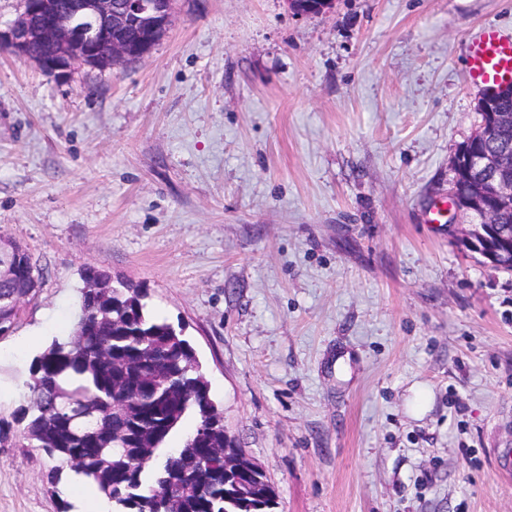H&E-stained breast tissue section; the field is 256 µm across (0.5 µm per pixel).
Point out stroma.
<instances>
[{"label":"stroma","instance_id":"obj_1","mask_svg":"<svg viewBox=\"0 0 512 512\" xmlns=\"http://www.w3.org/2000/svg\"><path fill=\"white\" fill-rule=\"evenodd\" d=\"M484 24L512 32V0H176L114 70L0 50V235L39 273L0 420L92 267L183 326L276 512H512V276L427 221L479 122ZM52 466L0 439V512H59Z\"/></svg>","mask_w":512,"mask_h":512}]
</instances>
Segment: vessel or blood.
<instances>
[{
    "label": "vessel or blood",
    "mask_w": 512,
    "mask_h": 512,
    "mask_svg": "<svg viewBox=\"0 0 512 512\" xmlns=\"http://www.w3.org/2000/svg\"><path fill=\"white\" fill-rule=\"evenodd\" d=\"M466 80L486 89L512 86V34L484 25L467 51Z\"/></svg>",
    "instance_id": "b4317fda"
}]
</instances>
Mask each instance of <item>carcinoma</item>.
<instances>
[{"mask_svg": "<svg viewBox=\"0 0 512 512\" xmlns=\"http://www.w3.org/2000/svg\"><path fill=\"white\" fill-rule=\"evenodd\" d=\"M16 250L25 268L16 287L0 288L7 305L24 300L32 269ZM147 299L85 269L69 334L32 361L21 435L105 495L112 512H274V488L235 459L194 347ZM190 414L193 429L167 447Z\"/></svg>", "mask_w": 512, "mask_h": 512, "instance_id": "carcinoma-1", "label": "carcinoma"}]
</instances>
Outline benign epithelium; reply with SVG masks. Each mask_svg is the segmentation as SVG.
Here are the masks:
<instances>
[{"label": "benign epithelium", "mask_w": 512, "mask_h": 512, "mask_svg": "<svg viewBox=\"0 0 512 512\" xmlns=\"http://www.w3.org/2000/svg\"><path fill=\"white\" fill-rule=\"evenodd\" d=\"M301 16L318 15L334 0H286ZM173 21L171 0H70L66 14L56 12L53 0H26L18 18L0 27V48L27 57L31 42L53 46L55 53L42 62L50 75H67L76 62L92 68L115 69L146 56ZM498 94H484L477 108L485 120L455 154L452 182L465 181L466 200L451 193L454 215L473 213L475 220L457 228L460 250L478 255L500 270L512 265V240L495 233L482 234L481 225L498 224L500 212L512 207V148L477 150L481 141H501L512 130V113L496 108ZM19 255L0 249V284L13 277Z\"/></svg>", "instance_id": "1"}]
</instances>
